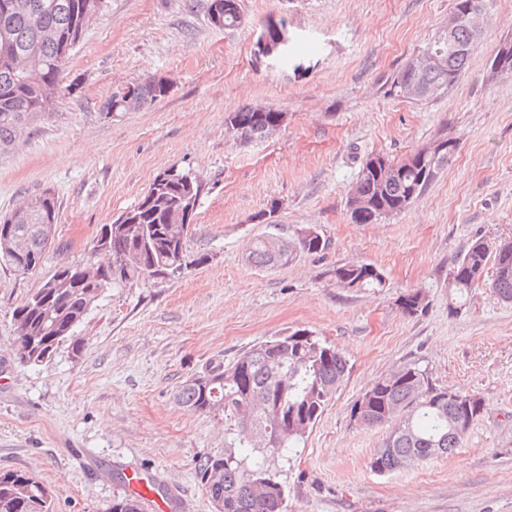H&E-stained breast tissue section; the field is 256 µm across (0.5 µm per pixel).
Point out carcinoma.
<instances>
[{
	"label": "carcinoma",
	"instance_id": "carcinoma-1",
	"mask_svg": "<svg viewBox=\"0 0 512 512\" xmlns=\"http://www.w3.org/2000/svg\"><path fill=\"white\" fill-rule=\"evenodd\" d=\"M0 9V146L18 142L21 128L48 115L57 101L45 96V88L64 85V72L84 28L80 18L86 12H103L107 0H13ZM224 2L223 26L242 22L238 0ZM42 15V27L29 20L30 10ZM483 31L466 24L458 27L454 42L458 52L448 53L443 68L402 70L391 91L402 98L426 101L447 92L458 80ZM171 90L163 79L133 85L130 95L112 94L106 114L146 109ZM284 123V113L261 105L245 106L225 117L226 129L244 144L260 142ZM457 148L438 156L415 150L402 160L384 157L386 166L371 170L373 156L362 163L351 190L374 200L369 209L348 201L352 222L373 224L412 206L431 182L453 162ZM203 183L189 172L168 169L157 175L148 191L126 210L132 216L127 230H117L105 253L107 265L96 266L91 279L84 266H62L56 274L60 283L43 282L12 313L14 344L19 363L37 366L51 358L58 346L70 343L78 349L76 328L84 321L102 292L116 285L145 278L175 275L182 267L209 260L203 253L191 257L186 242L190 224L178 223L175 215L189 195L201 199ZM58 220V200L51 195L36 212L17 216L13 211L0 217V227H10L20 243L17 254L0 252V263L24 274L40 266L54 244L43 225ZM328 247L319 234L288 239L268 233L252 239L246 260L258 267L274 268L288 263L297 252L319 253ZM495 273L491 288L504 302H512L511 269L502 268L503 257L490 251L480 238L473 241L449 269L452 296L448 313H459L472 289L485 283L488 263ZM343 288H381L383 272L372 264H340L331 270ZM402 312L417 316L427 303L418 291L399 301ZM349 373L346 355L336 345L299 329L286 336L262 340L226 363L218 360L205 370V382L191 377L176 393L178 404L203 414L214 412L222 403L225 438L224 454L204 455L196 463L197 474L208 497L224 498V512H287V492L279 479L285 452L296 447L320 420ZM361 411L362 425L388 427L381 448L370 466L377 473L419 466L447 455L459 447L468 429L485 410L477 394H463L454 400L448 389L438 387L427 369L406 363L375 381L354 404ZM266 432V440L253 439V426ZM223 473L220 484L210 482L215 471ZM0 512H53L52 496L33 476L19 471H0ZM108 512H140L136 496L112 501Z\"/></svg>",
	"mask_w": 512,
	"mask_h": 512
}]
</instances>
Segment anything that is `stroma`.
<instances>
[{"label": "stroma", "instance_id": "35a3bbf8", "mask_svg": "<svg viewBox=\"0 0 512 512\" xmlns=\"http://www.w3.org/2000/svg\"><path fill=\"white\" fill-rule=\"evenodd\" d=\"M454 0H239L241 25L210 23L207 0H109L73 50L75 84L33 134L0 157V216L51 189L55 245L35 273L0 266V471L35 475L55 512H107L130 470L149 468L182 512H212L197 460L224 450V417L178 405L189 377L252 344L306 329L345 353L350 373L289 453L280 478L288 512H512V303L489 286L448 312V271L472 240L512 238V73L491 60L512 37V0H493L456 84L426 101L395 96L405 62L432 43ZM286 19L299 50L288 65L256 55L266 20ZM169 79L149 108L105 115L128 83ZM246 105L287 120L240 143L224 118ZM441 136L453 163L407 210L352 223L347 193L371 154L399 160ZM175 167L205 185L189 253L207 263L180 276L106 290L42 366L12 353V311L64 264L103 263L102 225ZM279 201L287 237L317 228L327 249L267 269L245 259L267 231L253 216ZM379 267L378 290L343 288L337 265ZM425 294L408 317L399 297ZM438 386L482 396L486 410L461 448L386 474L370 460L387 433L351 410L407 363Z\"/></svg>", "mask_w": 512, "mask_h": 512}]
</instances>
